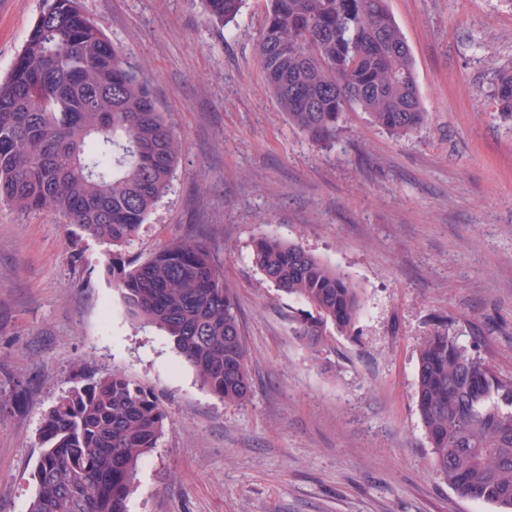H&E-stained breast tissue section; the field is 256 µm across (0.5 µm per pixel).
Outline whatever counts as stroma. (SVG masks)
Masks as SVG:
<instances>
[{
	"label": "stroma",
	"instance_id": "stroma-1",
	"mask_svg": "<svg viewBox=\"0 0 512 512\" xmlns=\"http://www.w3.org/2000/svg\"><path fill=\"white\" fill-rule=\"evenodd\" d=\"M44 0H0V78ZM142 70L184 146L169 192L126 253L206 237L233 283L252 381L227 404L161 331L132 322L105 263L61 214L0 206V512H28L45 412L112 372L167 414L128 512H499L430 465L417 347L441 328L512 379V0H387L414 59L426 123L394 139L343 115L335 147L290 128L257 46L265 0L210 24L201 0H82ZM297 242L361 290L353 330L315 354L251 262ZM494 99L500 112L512 114V71L502 70L497 75Z\"/></svg>",
	"mask_w": 512,
	"mask_h": 512
}]
</instances>
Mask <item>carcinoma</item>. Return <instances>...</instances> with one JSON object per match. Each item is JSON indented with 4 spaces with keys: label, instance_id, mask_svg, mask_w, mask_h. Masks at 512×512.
Returning <instances> with one entry per match:
<instances>
[{
    "label": "carcinoma",
    "instance_id": "obj_1",
    "mask_svg": "<svg viewBox=\"0 0 512 512\" xmlns=\"http://www.w3.org/2000/svg\"><path fill=\"white\" fill-rule=\"evenodd\" d=\"M202 2L225 26L243 0ZM258 57L288 124L318 146L336 142L353 109L396 138L425 121L387 0H266ZM494 99L512 114L511 70L497 75ZM182 145L148 81L81 0H45L0 80V204L54 210L109 245L106 269L126 313L163 331L210 393L242 404L251 382L237 297L209 244L172 240L143 262L123 253L168 190ZM251 260L305 306L293 332L311 350L354 326L359 289L301 244L263 236ZM416 402L433 470L460 496L512 512V380L437 329L417 350ZM165 419L157 397L122 374L70 387L43 417L29 512H126Z\"/></svg>",
    "mask_w": 512,
    "mask_h": 512
}]
</instances>
